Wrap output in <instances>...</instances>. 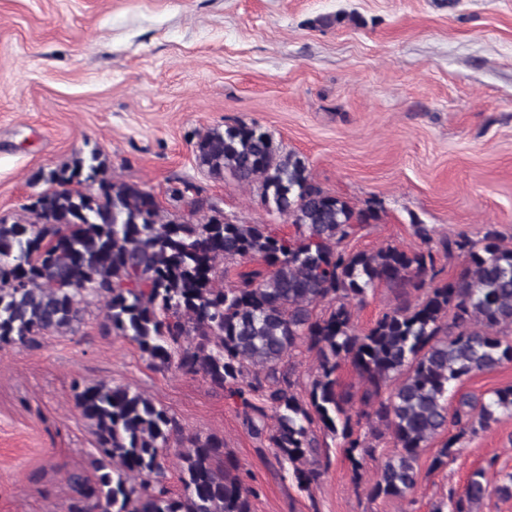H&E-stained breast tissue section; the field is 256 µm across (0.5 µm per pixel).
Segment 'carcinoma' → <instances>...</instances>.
<instances>
[{
  "mask_svg": "<svg viewBox=\"0 0 512 512\" xmlns=\"http://www.w3.org/2000/svg\"><path fill=\"white\" fill-rule=\"evenodd\" d=\"M195 147L212 178L256 187L295 235L216 213L186 182L170 189L165 211L140 184L114 178L99 152L78 155L36 173L46 189L23 206L29 217L0 218V347L38 348L47 336L74 333L100 303L107 330L156 366L200 375L236 398L251 433L305 486L320 476L313 426L340 435L356 478L375 452L356 426L368 424L374 436L389 431L396 453L370 481L372 500L412 492L422 448L448 426L456 433L441 443L433 470L448 464L465 435L512 414V386L463 396L448 413L461 377L512 362V247L496 230L479 240L438 237L414 223L418 249L349 252L342 243L378 221V209L326 192L271 133L237 122L207 131ZM439 253L463 258L455 279H437ZM244 259L262 268L224 283L229 265ZM378 283L422 297L402 300L358 333L351 304ZM323 301L329 312L319 316ZM303 345L319 358L306 400L285 367ZM347 360L366 384L353 413L336 391ZM75 399L95 427L97 457L94 476L68 474L66 512H252L257 491L240 464L224 458V439L183 436L164 408L125 386L85 385ZM173 439L182 447L177 493L163 463ZM492 494L512 499V473L492 484L478 469L462 495L434 512H479Z\"/></svg>",
  "mask_w": 512,
  "mask_h": 512,
  "instance_id": "1",
  "label": "carcinoma"
}]
</instances>
